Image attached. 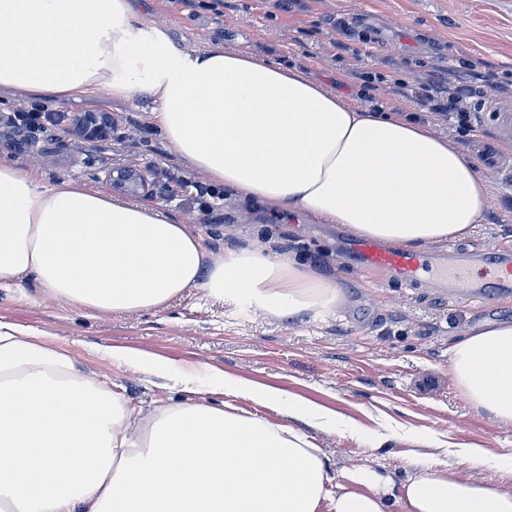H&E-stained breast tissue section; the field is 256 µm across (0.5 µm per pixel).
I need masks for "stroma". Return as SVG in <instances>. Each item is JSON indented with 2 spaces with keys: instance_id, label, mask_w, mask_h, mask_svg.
I'll return each instance as SVG.
<instances>
[{
  "instance_id": "obj_1",
  "label": "stroma",
  "mask_w": 512,
  "mask_h": 512,
  "mask_svg": "<svg viewBox=\"0 0 512 512\" xmlns=\"http://www.w3.org/2000/svg\"><path fill=\"white\" fill-rule=\"evenodd\" d=\"M141 17L167 24L182 44H220L298 67L341 88H364L362 105L410 112L420 106L413 88L452 68L473 82L470 100L475 134L460 137L492 180L485 221L456 241L470 253L512 252V181L498 168L512 165V0H142ZM348 25L339 35L336 20ZM18 93L0 94V157L49 181L74 179L111 192L106 169L129 167L153 182L151 202L161 205L219 253L250 243L298 253L343 290L342 303L288 319L255 302L209 296L191 288L164 308L93 316L59 303L34 279L0 288V321L51 337L81 364L107 375L130 406L179 397L170 381L148 377L112 362L105 352L134 348L159 357L207 365L287 390L356 422L359 431L325 430L290 419L327 456L336 472L368 465L393 477L419 461L408 435L434 433L448 444L476 445L497 453L512 448V427L496 423L468 403L450 373L448 348L463 330L484 321H512V295L490 288L496 269L485 262L464 273L486 287L483 297L448 295L432 279L400 285L386 270L362 265L347 244L349 233L301 215L280 214L262 203L241 205L196 196L183 180H199L150 123L143 98L112 99L99 90L80 99L48 103L62 115L85 111L114 114L117 124L103 140L83 141L48 125L39 132L8 126L9 113L33 109ZM385 436L381 450L363 438Z\"/></svg>"
}]
</instances>
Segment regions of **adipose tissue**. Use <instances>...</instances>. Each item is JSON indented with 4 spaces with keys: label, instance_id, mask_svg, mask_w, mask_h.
<instances>
[{
    "label": "adipose tissue",
    "instance_id": "1",
    "mask_svg": "<svg viewBox=\"0 0 512 512\" xmlns=\"http://www.w3.org/2000/svg\"><path fill=\"white\" fill-rule=\"evenodd\" d=\"M98 88L148 97L157 130L242 203L404 250L466 237L489 208V176L453 138L356 92L245 51L179 46L134 0H0V92L49 103ZM31 276L93 315L157 310L189 288L236 292L277 316L341 298L296 253L216 255L157 205L0 157V287ZM448 353L468 401L512 426V322L470 328ZM109 356L171 380L182 399L129 408L69 351L0 322V512H512V492L461 470L486 449L426 434L430 458L454 466L400 482L369 467L337 475L285 423L332 428L329 410L225 372L207 385L200 368L136 349ZM239 399L276 405L282 419L239 413Z\"/></svg>",
    "mask_w": 512,
    "mask_h": 512
}]
</instances>
